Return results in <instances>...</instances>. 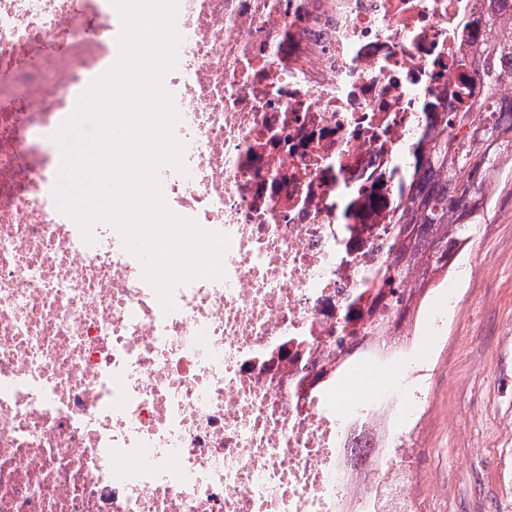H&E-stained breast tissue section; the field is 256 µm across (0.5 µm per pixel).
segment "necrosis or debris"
<instances>
[{
    "label": "necrosis or debris",
    "instance_id": "necrosis-or-debris-1",
    "mask_svg": "<svg viewBox=\"0 0 512 512\" xmlns=\"http://www.w3.org/2000/svg\"><path fill=\"white\" fill-rule=\"evenodd\" d=\"M480 0H178L168 207L230 239L164 311L54 139L117 60L111 0H0V512H452L415 493L425 393L313 387L451 112ZM298 340L297 358L271 362Z\"/></svg>",
    "mask_w": 512,
    "mask_h": 512
}]
</instances>
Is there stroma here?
I'll list each match as a JSON object with an SVG mask.
<instances>
[{
  "instance_id": "stroma-1",
  "label": "stroma",
  "mask_w": 512,
  "mask_h": 512,
  "mask_svg": "<svg viewBox=\"0 0 512 512\" xmlns=\"http://www.w3.org/2000/svg\"><path fill=\"white\" fill-rule=\"evenodd\" d=\"M494 200L449 272L470 270L423 377L428 419L414 459L421 499L444 493L463 512H512V184Z\"/></svg>"
}]
</instances>
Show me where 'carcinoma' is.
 Wrapping results in <instances>:
<instances>
[{"mask_svg": "<svg viewBox=\"0 0 512 512\" xmlns=\"http://www.w3.org/2000/svg\"><path fill=\"white\" fill-rule=\"evenodd\" d=\"M512 0H484V20L499 30V38L475 44L476 58L467 70L470 89L480 100L454 112H437L428 143L416 145L419 184L395 219L390 256L372 273L369 289L390 288L396 297L390 305L396 322L384 321L371 303L364 336H379L409 327L408 318L418 296L448 276L444 259L458 254L474 236L476 227L490 220L493 197L484 182L491 172L512 170V119L499 112V91L512 80L501 60L512 55V14L504 8Z\"/></svg>", "mask_w": 512, "mask_h": 512, "instance_id": "carcinoma-1", "label": "carcinoma"}]
</instances>
